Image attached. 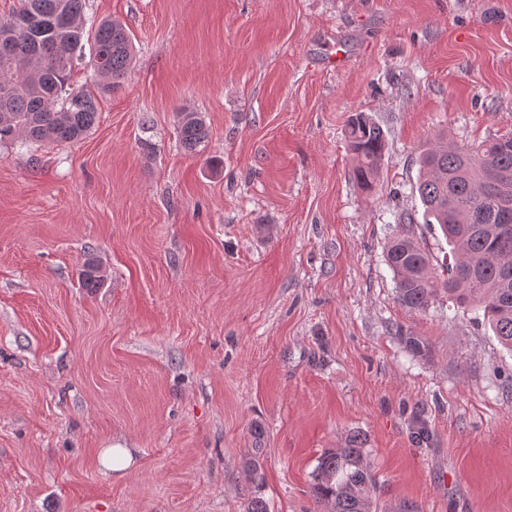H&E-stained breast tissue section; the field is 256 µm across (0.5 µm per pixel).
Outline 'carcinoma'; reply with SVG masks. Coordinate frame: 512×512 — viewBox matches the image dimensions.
Instances as JSON below:
<instances>
[{"label": "carcinoma", "instance_id": "obj_1", "mask_svg": "<svg viewBox=\"0 0 512 512\" xmlns=\"http://www.w3.org/2000/svg\"><path fill=\"white\" fill-rule=\"evenodd\" d=\"M85 6L86 0H18L0 19V33L18 29L11 52L0 54V144L71 143L94 127L98 98L71 87L70 74L87 55L93 63L101 60L97 91L109 92L129 69L132 43L122 23L112 19L99 21L86 37ZM180 138L191 152L205 143L206 125L197 113H182ZM347 143L354 180L372 190L387 148L385 132L360 112L350 119ZM418 163L425 223L438 225L451 250L440 258L407 234L390 238L385 261L397 301L424 312L446 294L512 350V135L475 147L441 140ZM101 282L99 264L87 259L82 286L98 288ZM400 338L412 355L430 353L426 339L406 333ZM311 492L324 512H378L380 488L356 441L319 458Z\"/></svg>", "mask_w": 512, "mask_h": 512}]
</instances>
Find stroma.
<instances>
[{"instance_id": "stroma-1", "label": "stroma", "mask_w": 512, "mask_h": 512, "mask_svg": "<svg viewBox=\"0 0 512 512\" xmlns=\"http://www.w3.org/2000/svg\"><path fill=\"white\" fill-rule=\"evenodd\" d=\"M86 17L135 47L95 126L0 146V512L254 495L318 512V459L355 436L384 504L512 512V352L447 298L403 308L385 262L401 212L446 245L416 192L426 144L512 134V0H87ZM359 112L388 140L371 193L346 141ZM115 446L134 455L120 472L98 460ZM207 129L204 120L195 112H184L180 121V138L183 147L188 151H200L198 148L205 143Z\"/></svg>"}]
</instances>
